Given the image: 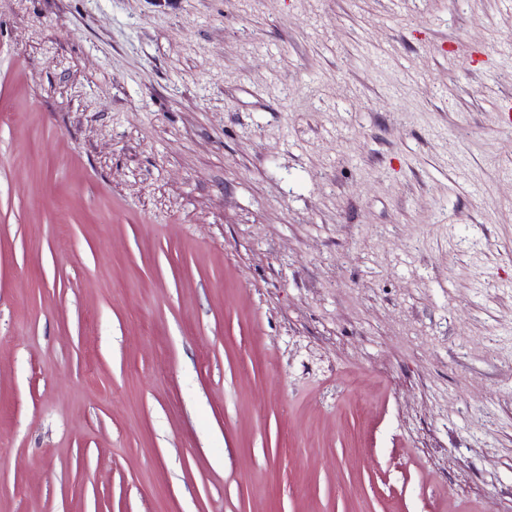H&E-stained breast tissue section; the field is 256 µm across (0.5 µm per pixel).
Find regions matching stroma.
Masks as SVG:
<instances>
[{
  "label": "stroma",
  "mask_w": 512,
  "mask_h": 512,
  "mask_svg": "<svg viewBox=\"0 0 512 512\" xmlns=\"http://www.w3.org/2000/svg\"><path fill=\"white\" fill-rule=\"evenodd\" d=\"M512 512L507 0H0V512Z\"/></svg>",
  "instance_id": "1"
}]
</instances>
